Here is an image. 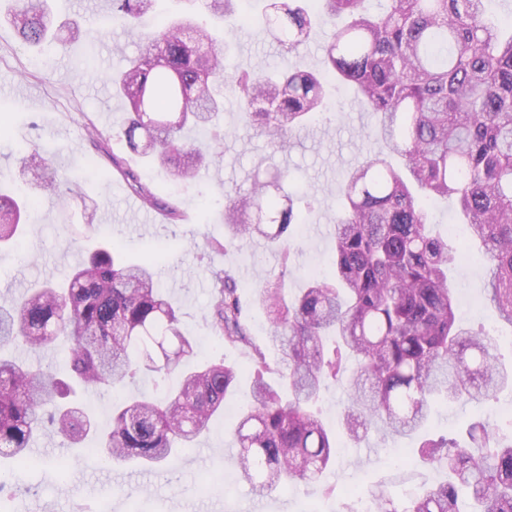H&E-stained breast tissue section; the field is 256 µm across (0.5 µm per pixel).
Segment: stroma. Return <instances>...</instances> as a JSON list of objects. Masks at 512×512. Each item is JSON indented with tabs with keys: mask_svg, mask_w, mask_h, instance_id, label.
<instances>
[{
	"mask_svg": "<svg viewBox=\"0 0 512 512\" xmlns=\"http://www.w3.org/2000/svg\"><path fill=\"white\" fill-rule=\"evenodd\" d=\"M19 0H0V167L15 168L32 147L52 159L60 175L73 180L82 198L61 207L55 197L29 190L30 222L15 249L0 251V303L45 280H60L90 249L107 237L134 262L158 254L161 281L179 308L182 324L197 337L206 361L224 360L238 365L234 388L224 403V414L194 447L180 452L168 465L156 469L146 490L126 484L115 467L91 465L87 455L69 447L60 436L47 435L36 444L37 463L18 467L0 462L9 472L8 493L0 498V512H366L371 491L385 489L397 502H406L411 491L444 481L442 472L429 467L403 465L398 449L414 448L418 437L384 439L370 433L361 442H344L324 483H297L257 498L243 482L230 460L231 434L237 416L248 402L255 375L241 351L213 340L205 321L212 300L209 271L230 270L245 308L258 312L257 290L265 283L283 280L289 294L306 283L308 273L332 270L334 222L340 208V186L345 173L363 158L386 152L385 142L374 133L375 119L351 87L340 86L330 111L316 114L288 150L273 153L268 139L251 125L232 93L224 95V141L220 154L195 179L172 181L164 170L132 153L118 133L123 104L101 81V73L118 68L122 57L134 54L140 44L138 31L114 23L111 11L90 18L84 0H50L58 23H75L85 39L53 45L34 55L19 44L4 20ZM230 37L224 61L228 71H275L285 67H317L323 55L325 34L316 30L299 52L284 53L265 33L254 15ZM109 133L105 149L87 139L85 120ZM133 169L153 186L165 202L178 207L183 217L170 223L157 218L150 234L141 235L130 224L125 207L132 193L119 167ZM286 172L295 205L306 216L291 248L290 261L269 250L263 241L228 245L224 230L226 195L246 192L254 178H267L273 170ZM97 203V213L107 216L102 236L84 228L83 203ZM225 243L222 251L211 249ZM486 264L474 259L452 274L458 320L483 329L495 339L504 363L512 362V325L502 322L485 298ZM178 375L151 381L131 379L126 388H100L88 394L87 406L101 428H108L112 405L125 392L147 387L164 392ZM489 423L512 415V392L505 390L481 406H439L430 423L431 432L444 434L464 428L474 412Z\"/></svg>",
	"mask_w": 512,
	"mask_h": 512,
	"instance_id": "stroma-1",
	"label": "stroma"
}]
</instances>
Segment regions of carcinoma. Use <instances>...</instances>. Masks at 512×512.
Listing matches in <instances>:
<instances>
[{"label":"carcinoma","instance_id":"1","mask_svg":"<svg viewBox=\"0 0 512 512\" xmlns=\"http://www.w3.org/2000/svg\"><path fill=\"white\" fill-rule=\"evenodd\" d=\"M157 0H112L113 19L143 30L137 55L103 75L126 104L120 134L130 150L190 181L218 156L221 140L188 144L189 129L209 132L224 111L216 85L234 92L275 151L308 128L326 108L327 84L354 86L376 116L378 132L406 171L375 154L348 171L334 224L330 275H314L296 295L284 284L259 289L268 318V344L249 334L237 286L223 269L211 271L214 299L206 314L211 336L249 351L256 381L250 408L232 435L233 459L253 494L264 497L292 482H316L334 464L336 440L310 409L324 381L353 365L343 380L344 430L359 440L376 427L407 436L426 427L433 402L478 401L512 386L499 368L491 338L457 324L448 267L462 259L453 232L435 235L424 204L453 198L467 240L488 262L487 299L512 324V24L503 31L485 18V0H385L379 14L366 0H269L261 23L286 52L306 44L320 23L333 28L322 68L283 70L273 76L228 74V48L214 25H233L237 0H184L179 17L147 25ZM21 43L38 49L60 43L48 0H22L10 15ZM51 160L34 148L21 174L40 176L42 193L57 190L46 176ZM143 204L177 209L131 171L124 172ZM288 176L227 197L228 238L256 237L290 259L301 221ZM25 198L0 192V245L23 231ZM156 259L127 263L105 243L64 282H46L0 304V349L21 343L32 350L66 347L70 373L59 376L31 361L0 355V454L30 455L52 428L73 445L96 441L110 466L158 467L195 444L224 411L237 367L198 363L197 341L180 328L178 309L158 286ZM284 386L263 380L268 349ZM178 374V386L160 399L141 391L112 407L104 430L81 405L76 388L122 387L135 373ZM416 457L444 470L448 481L421 486L398 509L384 491L372 493L379 512H459L466 493L471 512H512V437L480 418L466 440L423 436Z\"/></svg>","mask_w":512,"mask_h":512}]
</instances>
